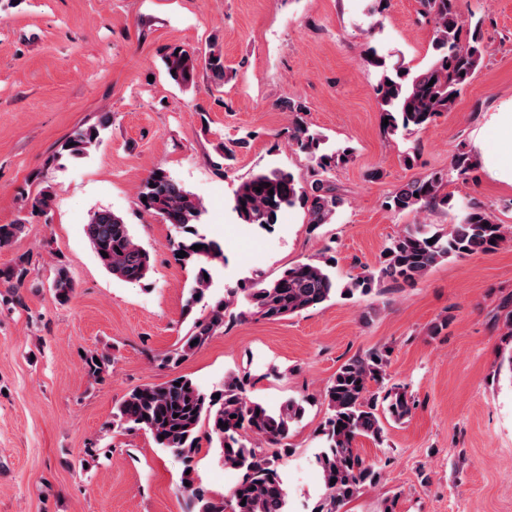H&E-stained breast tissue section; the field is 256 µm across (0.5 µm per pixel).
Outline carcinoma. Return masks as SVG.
<instances>
[{"label":"carcinoma","mask_w":512,"mask_h":512,"mask_svg":"<svg viewBox=\"0 0 512 512\" xmlns=\"http://www.w3.org/2000/svg\"><path fill=\"white\" fill-rule=\"evenodd\" d=\"M420 5L422 18L433 28V60L428 66H390L372 47L363 56L377 74L375 91L380 119H388L382 129L389 136L424 130L441 113L451 111L487 53L482 20L466 21L457 0H420ZM164 66L179 87L192 84L200 67L210 73L215 86H224V53L214 41L202 52L174 47L164 55ZM110 122V116L104 115L98 125L75 131L63 142L61 150L72 157L87 154L98 143L96 135ZM250 140L252 134L248 133L222 146L224 167L232 165L237 152L248 148ZM289 141L309 156L308 177L302 182L290 171L273 169L240 183L234 190L233 210L241 223L264 228L277 223L284 209L299 204L306 212L309 229L316 231L333 223L343 208L345 199L331 172L350 159L351 149H329L326 138L311 130L299 116L292 122ZM451 167L466 181L476 169V160L462 149L452 158ZM447 185L446 174L441 171L411 179L387 197L385 206L398 213L447 208L452 201L445 192ZM52 202L48 190L27 198V216L12 224H0V247L21 237L28 217L46 214ZM137 202L143 212L160 217L175 229L176 261L197 269L187 311L199 305L201 313L193 319L182 343L161 358L166 367L185 361L222 332L228 322L248 318L278 321L337 297L379 292L383 284L393 288L412 286L438 263L490 252L506 238L504 225L497 223L483 205L471 202L446 231L433 224L405 226L382 250L376 267L363 269L347 282L336 279L334 265L330 264L334 256L324 254L284 269L271 281H253L215 299L210 297V281L205 276L222 258V248L199 233L198 224L204 213L201 198L158 168L140 184ZM85 233L99 262L112 277L128 282L148 277L151 255L136 241L131 225L121 216L96 210L88 217ZM194 245L201 249H192ZM182 251L187 256H181ZM29 265L28 255L17 256L13 264L0 269V280L20 288ZM51 289L59 305L71 302L76 284L67 266L56 268ZM240 293L244 297L243 308L235 312L232 306ZM388 363L387 349L352 357L337 369L326 388L327 412L317 431L324 446L315 456L324 495L312 512H342L363 490L381 482V468L362 457L356 443L360 438L383 443V421L403 422L416 409V400L405 386L386 384ZM110 367L111 359L106 355L90 352L84 358L85 373L96 382L109 376ZM250 384V374L230 373L221 387L210 393L182 375L160 384L137 386L119 401L112 425L145 431L157 446L179 457L187 470L202 442L217 444L224 468L238 472L240 479L229 496L215 498L194 487L192 474H182V481L188 482L182 489L193 512H288V492L277 462L291 454L288 438L313 400L291 397L278 410L271 411L247 397Z\"/></svg>","instance_id":"obj_1"}]
</instances>
